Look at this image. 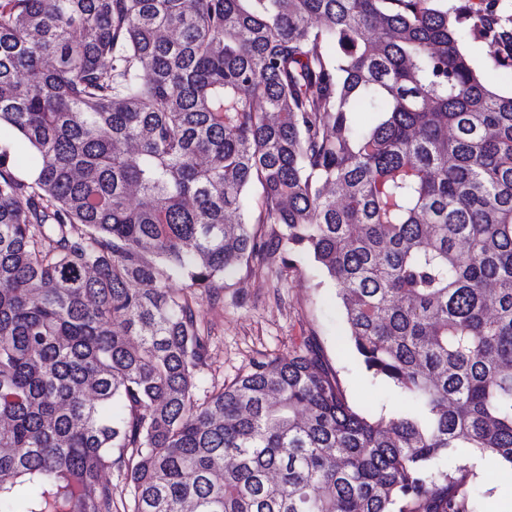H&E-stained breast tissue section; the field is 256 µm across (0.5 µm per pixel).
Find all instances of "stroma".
<instances>
[{"mask_svg": "<svg viewBox=\"0 0 512 512\" xmlns=\"http://www.w3.org/2000/svg\"><path fill=\"white\" fill-rule=\"evenodd\" d=\"M337 293L336 284L307 258L294 270L274 265L226 276L221 302L204 301L198 307L210 339L198 395L248 372L255 361L288 356L304 339L313 338L354 407L389 411L402 407V399L386 383L372 378L350 346L343 344L347 325ZM492 460V455L461 448L444 461L451 471L459 466L472 470L480 512H495L498 504L512 498V473Z\"/></svg>", "mask_w": 512, "mask_h": 512, "instance_id": "35a3bbf8", "label": "stroma"}]
</instances>
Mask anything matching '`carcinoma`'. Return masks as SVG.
Returning <instances> with one entry per match:
<instances>
[{
    "label": "carcinoma",
    "instance_id": "obj_1",
    "mask_svg": "<svg viewBox=\"0 0 512 512\" xmlns=\"http://www.w3.org/2000/svg\"><path fill=\"white\" fill-rule=\"evenodd\" d=\"M468 38L512 69L496 0H0V512H112L114 465L123 512H477L440 462L512 467V93ZM305 256L406 407L314 341L196 397L200 302ZM461 49L478 67L487 86L502 93L512 91V70L496 67L489 58L487 48L482 43L464 40L461 43Z\"/></svg>",
    "mask_w": 512,
    "mask_h": 512
}]
</instances>
